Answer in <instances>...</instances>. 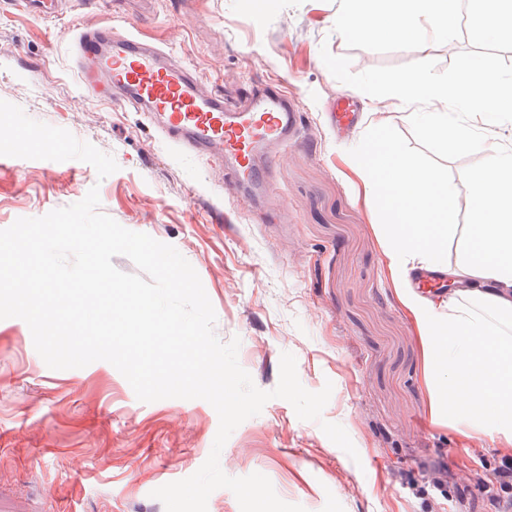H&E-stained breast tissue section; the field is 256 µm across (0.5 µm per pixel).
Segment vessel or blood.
<instances>
[{
	"label": "vessel or blood",
	"mask_w": 512,
	"mask_h": 512,
	"mask_svg": "<svg viewBox=\"0 0 512 512\" xmlns=\"http://www.w3.org/2000/svg\"><path fill=\"white\" fill-rule=\"evenodd\" d=\"M17 10L57 18L63 0H11ZM74 55L87 90L107 81L123 106L142 113L171 144L204 158L226 183L270 192L275 153L295 141L299 109L280 85L253 84L239 97L206 89L200 72L153 42L118 33L105 18L78 32Z\"/></svg>",
	"instance_id": "vessel-or-blood-1"
}]
</instances>
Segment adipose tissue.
<instances>
[{
	"label": "adipose tissue",
	"instance_id": "adipose-tissue-1",
	"mask_svg": "<svg viewBox=\"0 0 512 512\" xmlns=\"http://www.w3.org/2000/svg\"><path fill=\"white\" fill-rule=\"evenodd\" d=\"M390 95L422 104L412 121L439 144L476 147L450 112L512 116V79L496 58L474 57L453 81L425 71L397 78ZM358 162L380 195L383 240L399 295L420 327L433 416L461 432L512 443V149H492L486 167L463 186L441 179L378 135L358 150ZM472 200L467 243L449 265L448 242L458 229V198ZM429 268L467 280L446 308L408 288L411 270Z\"/></svg>",
	"mask_w": 512,
	"mask_h": 512
}]
</instances>
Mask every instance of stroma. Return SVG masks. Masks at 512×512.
<instances>
[{
  "mask_svg": "<svg viewBox=\"0 0 512 512\" xmlns=\"http://www.w3.org/2000/svg\"><path fill=\"white\" fill-rule=\"evenodd\" d=\"M115 6L196 66L209 87L274 79L297 98L308 118L299 141L276 158L275 223H263L205 159L165 141L141 113L87 92L72 43L79 27ZM338 7L339 0H79L47 21L0 4V100L69 130L119 166L101 180L79 160L0 156V229L98 187L101 212L175 246L194 267L217 336L239 338V363L258 388L276 387L285 351L307 390L332 382L321 421L300 420L288 401L273 399L242 422L220 455L227 475L261 473L305 512H467L457 485L482 499L475 477H492L512 459V443L462 435L432 416L420 331L400 300L357 147L383 126L401 150L459 187L487 153L442 149L397 101L371 100L337 81L321 47L350 57L356 73L452 61L439 46L348 48L333 30ZM339 92L352 93L360 109L344 133L328 114ZM324 421L343 426L357 458L324 434ZM218 426L201 399L140 402L108 362L50 369L23 320H0V500L11 512H165L153 490L195 473ZM438 460L454 482L435 486Z\"/></svg>",
  "mask_w": 512,
  "mask_h": 512,
  "instance_id": "obj_1",
  "label": "stroma"
}]
</instances>
